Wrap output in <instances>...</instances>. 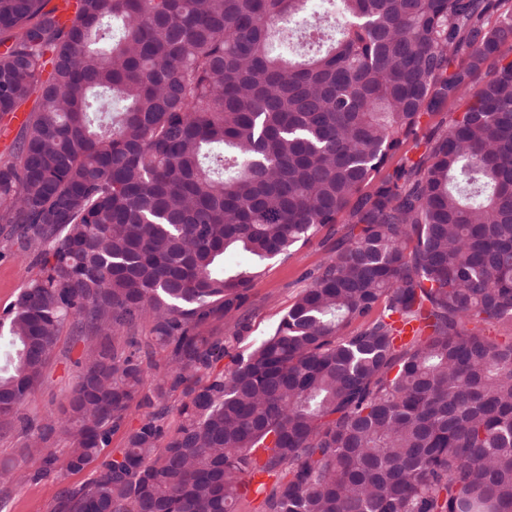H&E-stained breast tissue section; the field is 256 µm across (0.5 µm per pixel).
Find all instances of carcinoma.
<instances>
[{"label": "carcinoma", "mask_w": 512, "mask_h": 512, "mask_svg": "<svg viewBox=\"0 0 512 512\" xmlns=\"http://www.w3.org/2000/svg\"><path fill=\"white\" fill-rule=\"evenodd\" d=\"M75 2L61 26L0 0V115L39 92L0 155V224L38 258L0 316V427L41 445L0 483L56 484L50 512H512V0H331L280 52L307 0ZM327 226L230 353L258 269ZM70 320L76 386L32 431ZM143 322L162 365L116 343ZM338 236L324 229L287 258L276 257L266 263L247 292L242 309L248 316V329L236 344V351L251 347L272 331L293 297L306 286L303 275L325 261Z\"/></svg>", "instance_id": "cac0c4a2"}]
</instances>
